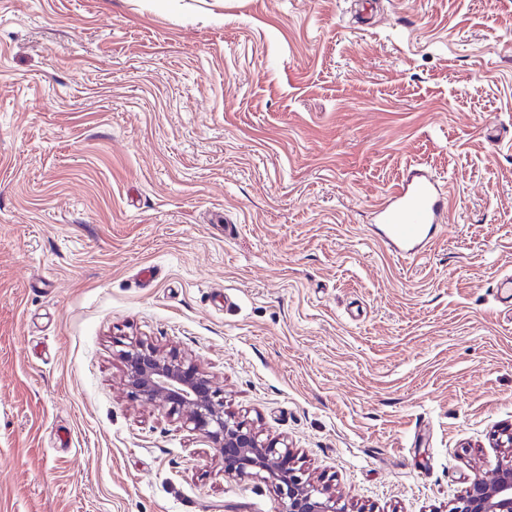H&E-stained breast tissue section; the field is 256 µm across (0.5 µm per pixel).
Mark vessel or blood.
I'll list each match as a JSON object with an SVG mask.
<instances>
[{
  "label": "vessel or blood",
  "instance_id": "b4317fda",
  "mask_svg": "<svg viewBox=\"0 0 512 512\" xmlns=\"http://www.w3.org/2000/svg\"><path fill=\"white\" fill-rule=\"evenodd\" d=\"M376 217L380 242L399 256L415 257L431 243L432 227L445 221L444 196L431 177L416 172L387 192Z\"/></svg>",
  "mask_w": 512,
  "mask_h": 512
}]
</instances>
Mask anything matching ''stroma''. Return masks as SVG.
<instances>
[{
    "mask_svg": "<svg viewBox=\"0 0 512 512\" xmlns=\"http://www.w3.org/2000/svg\"><path fill=\"white\" fill-rule=\"evenodd\" d=\"M447 195L400 259L374 210ZM512 0H0V512H279L131 397L192 356L347 512H449L512 425ZM444 195L424 173L415 172L389 190L376 209L383 225L378 241L401 257H416L432 241L431 229L446 218Z\"/></svg>",
    "mask_w": 512,
    "mask_h": 512,
    "instance_id": "1",
    "label": "stroma"
}]
</instances>
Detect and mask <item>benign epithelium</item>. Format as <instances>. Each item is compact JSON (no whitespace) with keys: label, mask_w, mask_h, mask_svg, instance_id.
Here are the masks:
<instances>
[{"label":"benign epithelium","mask_w":512,"mask_h":512,"mask_svg":"<svg viewBox=\"0 0 512 512\" xmlns=\"http://www.w3.org/2000/svg\"><path fill=\"white\" fill-rule=\"evenodd\" d=\"M120 358L131 395L168 407L207 439L225 475L264 476L276 489L280 512H347L297 466L292 449L278 447L275 438H261L254 423L227 410L224 397L193 358L138 339L125 345ZM496 441L509 452L496 462L493 478L475 479L450 512H512V427L502 429Z\"/></svg>","instance_id":"benign-epithelium-1"}]
</instances>
